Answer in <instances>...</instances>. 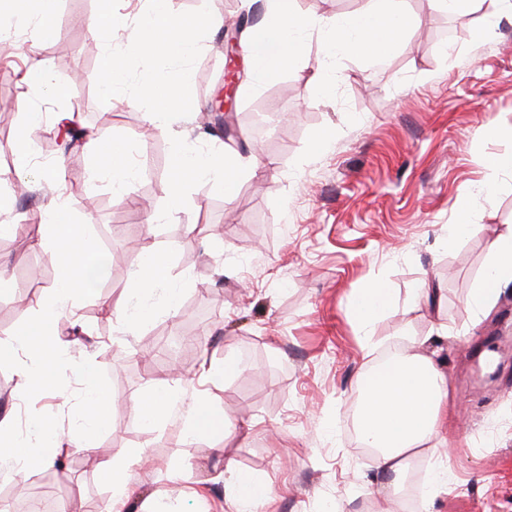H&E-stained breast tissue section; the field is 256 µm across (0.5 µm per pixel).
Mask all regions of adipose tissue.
Returning a JSON list of instances; mask_svg holds the SVG:
<instances>
[{"instance_id":"1","label":"adipose tissue","mask_w":512,"mask_h":512,"mask_svg":"<svg viewBox=\"0 0 512 512\" xmlns=\"http://www.w3.org/2000/svg\"><path fill=\"white\" fill-rule=\"evenodd\" d=\"M399 0H364L352 19L329 25L316 10H299L298 0H265L267 20L261 29L248 31L251 54L250 81L264 83L296 56L305 32L319 30L327 46L339 45L353 53L382 54L402 44L411 21L398 7ZM86 149L120 192H127L134 170L122 147L100 135L88 138ZM62 198H50L43 212L49 231L52 258L59 270L45 316L54 321L72 313L76 301L91 293L94 283L108 273L105 257L81 225L59 221ZM512 285V230L489 243V263L480 283L469 296L480 312L493 305L499 289ZM20 342L29 360L18 367L19 390L28 393L45 380V367L59 361L61 345L53 332H25ZM357 422L365 441L378 448L376 468L382 474L402 477L418 454L439 455L448 444L445 429L453 395L448 378L425 344L409 339L384 367L363 385ZM68 439L49 421H39L28 438H20L10 416L0 417V477L14 479L34 465L53 461Z\"/></svg>"}]
</instances>
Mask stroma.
<instances>
[{"mask_svg": "<svg viewBox=\"0 0 512 512\" xmlns=\"http://www.w3.org/2000/svg\"><path fill=\"white\" fill-rule=\"evenodd\" d=\"M210 4L223 24L201 43L191 75L199 112L182 118L181 136L246 164L259 159L265 171L243 175L228 198L200 184L166 227L141 213H160L167 200L159 169L170 164V135L147 127L128 95L98 102L104 43L82 24L96 0H60L48 37L37 20L22 25L0 14V157L11 154L27 119L39 122L23 193L0 167V222L39 227L45 201L62 195L67 220L107 239L114 265L111 280L53 325L70 361L88 357L102 367L112 404L94 433L96 450L71 451L64 469L42 466L40 481L23 477L19 486L64 502L66 512H104L112 492L100 454L119 465L137 452L128 512H231L229 468L268 487L256 512H512V365L501 366L491 388L472 383L484 353L512 350V288L484 317L468 302L489 239L512 229V172L499 176L491 196L478 192L486 162L512 153L511 138L483 133L490 124L512 126V14L480 7L454 15L406 0L416 26L385 57L327 49L312 31L293 63L254 87L230 83L231 64H245L246 53L227 55L224 37L240 18L261 23L263 0ZM32 68L67 79L65 92L16 81ZM225 88L234 108L226 134L202 122ZM61 112L129 146L130 195L98 172L82 141L63 136ZM465 193L475 196L471 227L457 230L454 203ZM147 255L167 261L180 291L177 316L164 313L165 297L155 292L145 298L156 310L151 319L106 317V306L132 295L129 264ZM0 269L13 285L0 295V337H13L37 323L58 271L47 249L1 241ZM422 278L439 284L438 305L411 298ZM374 282L391 289L393 302L365 329L352 304ZM193 312L183 374L169 373L166 358L144 359ZM407 335L435 349L454 394L448 481L434 485L430 458L418 457L408 469L415 484L385 502L353 405L368 367L365 339L381 355ZM26 359L21 347L0 349V412L50 419L79 435L82 386H45L38 398L25 397L16 368ZM228 360L237 374L214 383L201 377L202 362L217 368ZM170 389L168 416L145 423L138 400ZM201 402L223 411L232 437L186 433V415Z\"/></svg>", "mask_w": 512, "mask_h": 512, "instance_id": "1", "label": "stroma"}]
</instances>
